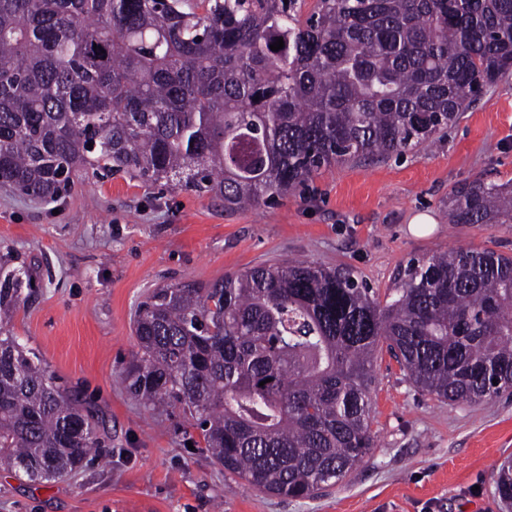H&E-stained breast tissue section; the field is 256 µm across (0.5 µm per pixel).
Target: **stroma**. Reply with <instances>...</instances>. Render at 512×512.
<instances>
[{"instance_id":"obj_1","label":"stroma","mask_w":512,"mask_h":512,"mask_svg":"<svg viewBox=\"0 0 512 512\" xmlns=\"http://www.w3.org/2000/svg\"><path fill=\"white\" fill-rule=\"evenodd\" d=\"M478 178L512 184V74L431 148L321 170L253 209L121 172L46 199L0 185V269L18 271L27 296L9 330L102 419L105 455L50 482L0 471V512H505L494 478L512 459V396L438 401L388 352L373 366V448L314 499L225 476L189 449L195 431L180 411L144 407L124 382L136 307L162 286L294 257L350 268L383 293L413 258L459 246L512 254V224L449 221L451 189ZM423 213L433 222L414 232Z\"/></svg>"}]
</instances>
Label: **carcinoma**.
<instances>
[{
	"label": "carcinoma",
	"instance_id": "obj_1",
	"mask_svg": "<svg viewBox=\"0 0 512 512\" xmlns=\"http://www.w3.org/2000/svg\"><path fill=\"white\" fill-rule=\"evenodd\" d=\"M0 0V184L59 195L125 172L270 204L323 167L435 142L512 71V0ZM284 47L270 49L277 39ZM99 49H93V46ZM452 224H511L512 186L454 188ZM25 301L0 281V329ZM128 392L182 409L224 473L313 498L373 447L379 344L442 402L512 389V255L410 261L380 300L353 270L288 260L154 289ZM264 385H259V382ZM100 421L14 336H0V469L56 480ZM512 507V460L496 473Z\"/></svg>",
	"mask_w": 512,
	"mask_h": 512
}]
</instances>
